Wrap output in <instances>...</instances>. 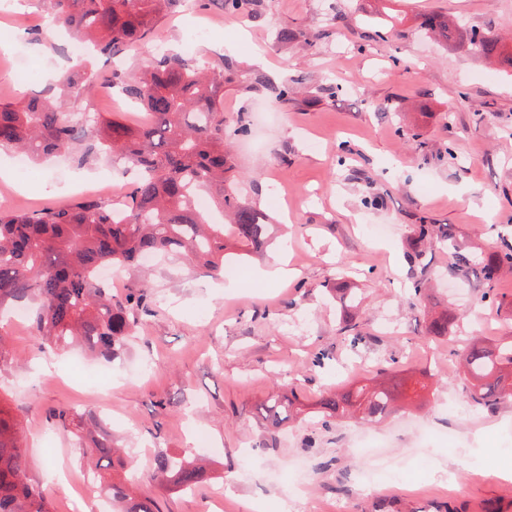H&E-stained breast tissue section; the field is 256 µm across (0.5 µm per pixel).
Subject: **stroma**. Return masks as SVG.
<instances>
[{
	"instance_id": "stroma-1",
	"label": "stroma",
	"mask_w": 512,
	"mask_h": 512,
	"mask_svg": "<svg viewBox=\"0 0 512 512\" xmlns=\"http://www.w3.org/2000/svg\"><path fill=\"white\" fill-rule=\"evenodd\" d=\"M402 15L377 35L372 18ZM446 16L458 36L444 42L421 29L427 13ZM50 22L47 0H0V101L53 87L83 59L32 40ZM296 33L281 41L282 29ZM512 50V0H251L235 18L220 4L180 5L155 21L144 47L94 64L91 93L72 105L97 106L138 126L143 112L105 96L113 70H140L156 45L198 62L224 60V120L246 124L231 139L241 197L280 223L275 243L239 261V277L212 276L181 256L124 274L115 294L146 286L137 335L115 358L79 348L40 346L35 308L17 303L0 326V398L20 421L32 481L45 485L52 512H106L85 495L83 450L52 418L70 408L93 415L124 449L137 492L159 512H512V398L494 409L468 404L469 380L454 352L475 340L512 336V273L493 299L479 273L451 278L441 242L421 266L406 258L414 224L450 225L458 244L486 251L512 237V76L474 51L470 29ZM297 81L280 103L268 83ZM0 153V197L18 212L130 192L122 161L63 153L15 169ZM287 265L290 284L261 280ZM427 273L431 288L412 284ZM351 288L361 339L351 344L345 309L333 295ZM455 310L451 339L427 336L434 312ZM322 354V365L312 363ZM403 370L425 382L385 417L337 418L322 429L305 415L321 395L354 379L385 380ZM302 413L269 436L262 409L271 395ZM197 459L208 475L191 491L154 476V458Z\"/></svg>"
}]
</instances>
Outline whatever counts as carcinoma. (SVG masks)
Returning <instances> with one entry per match:
<instances>
[{
    "label": "carcinoma",
    "instance_id": "carcinoma-1",
    "mask_svg": "<svg viewBox=\"0 0 512 512\" xmlns=\"http://www.w3.org/2000/svg\"><path fill=\"white\" fill-rule=\"evenodd\" d=\"M56 23L97 53L110 59L119 48L141 46L155 19L181 0H49ZM426 30L449 37L448 22L438 15L424 18ZM472 47L487 59L512 67V54L497 39L477 29ZM224 61L198 63L179 53L154 51L136 76L116 69L112 86L128 101L149 113L138 127L118 120L95 124L106 153L136 171L133 189L122 211L102 198H78L59 208L19 213L0 208V307L27 298L38 301L35 330L42 343L80 345L88 352L113 358L135 335V313L147 307L148 291L130 288L119 297L97 279L104 266L120 272L143 258L186 252L198 265L224 273V251L233 245L240 256L264 251L270 244L269 225L253 206L243 202L235 188L236 169L227 150L231 136L244 135L239 125L228 131L224 113ZM95 74H63L57 89L19 103H0V151L22 150L33 158H47L75 148L85 134V113L69 111L94 85ZM209 194L229 218L211 224L193 198ZM415 260L420 247L435 240L454 239L447 224L414 225ZM478 272L490 296L495 283L512 273V240L501 237L489 252L475 254L453 248L448 261L452 277ZM457 315L445 310L431 318L427 333L448 336ZM458 357L471 379L469 402L489 407L512 396V339L499 344L474 342ZM418 387L394 377L391 383L371 380L342 394H326L319 402L323 426L354 405L373 420L390 412L395 403L415 394ZM295 402L277 397L264 404L276 427L292 418ZM54 428L83 441L86 425L81 416L65 408L54 414ZM90 468L104 485L117 512H156L154 500L138 497L128 481H108L107 472L122 463L112 443L94 438L84 449ZM29 457L20 423L0 406V512H51L43 486L28 476ZM160 481L190 491L205 478L195 462L167 455L155 459Z\"/></svg>",
    "mask_w": 512,
    "mask_h": 512
}]
</instances>
